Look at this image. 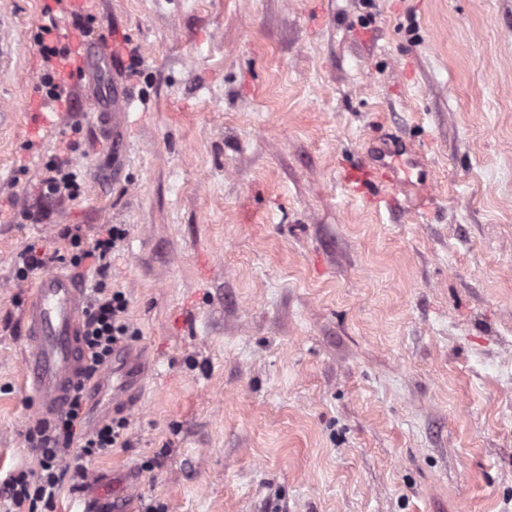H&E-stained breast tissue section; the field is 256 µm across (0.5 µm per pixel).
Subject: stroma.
I'll use <instances>...</instances> for the list:
<instances>
[{
    "instance_id": "35a3bbf8",
    "label": "stroma",
    "mask_w": 512,
    "mask_h": 512,
    "mask_svg": "<svg viewBox=\"0 0 512 512\" xmlns=\"http://www.w3.org/2000/svg\"><path fill=\"white\" fill-rule=\"evenodd\" d=\"M85 10L126 42L94 78L135 97L118 141L82 78L41 92L73 13L0 0V477L39 467L17 256L116 224L140 388L53 512H512V0ZM397 134L427 211L342 183ZM67 141L82 195H35ZM54 25L43 26L36 36L38 46L41 48L43 56L49 60L52 57H59L60 66L53 74L46 73L41 80L42 92L45 89V96L52 101H62V91L65 84V72L63 65L67 62L70 52L66 48H58L54 43Z\"/></svg>"
}]
</instances>
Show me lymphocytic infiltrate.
Instances as JSON below:
<instances>
[{
	"label": "lymphocytic infiltrate",
	"instance_id": "lymphocytic-infiltrate-1",
	"mask_svg": "<svg viewBox=\"0 0 512 512\" xmlns=\"http://www.w3.org/2000/svg\"><path fill=\"white\" fill-rule=\"evenodd\" d=\"M71 245L69 262L72 266L90 265L96 274H104L107 258L117 242L124 237L118 225L104 224L92 246H84L76 229L66 233ZM128 302L125 293L97 282L87 304L83 324L85 374L95 377L112 360L116 348L135 337L126 319ZM88 392L76 386L69 395L68 405L50 422L29 428L26 441L40 459L39 471L19 470L0 479V500L7 512H52L67 475H84L89 459L102 457L112 449L125 446L129 421L123 415L112 416L94 432L83 434Z\"/></svg>",
	"mask_w": 512,
	"mask_h": 512
}]
</instances>
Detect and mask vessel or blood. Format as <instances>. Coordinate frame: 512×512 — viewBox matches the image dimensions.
Returning a JSON list of instances; mask_svg holds the SVG:
<instances>
[{"label": "vessel or blood", "mask_w": 512, "mask_h": 512, "mask_svg": "<svg viewBox=\"0 0 512 512\" xmlns=\"http://www.w3.org/2000/svg\"><path fill=\"white\" fill-rule=\"evenodd\" d=\"M61 40L73 50H84L91 67L111 62L115 50L108 40L88 43L72 28H64ZM113 127L129 124L131 96L120 83H113L112 94L98 98ZM374 158L366 166L347 171L345 185L372 208L392 203L396 194L415 196L427 203L431 169L422 151L400 138L380 141ZM84 293L74 273L62 268L44 271L27 297L24 308L27 351L24 356L25 385L35 396V415L46 420L60 413L71 390L84 379L81 325ZM128 375L104 368L90 388L107 405L128 402Z\"/></svg>", "instance_id": "1"}]
</instances>
